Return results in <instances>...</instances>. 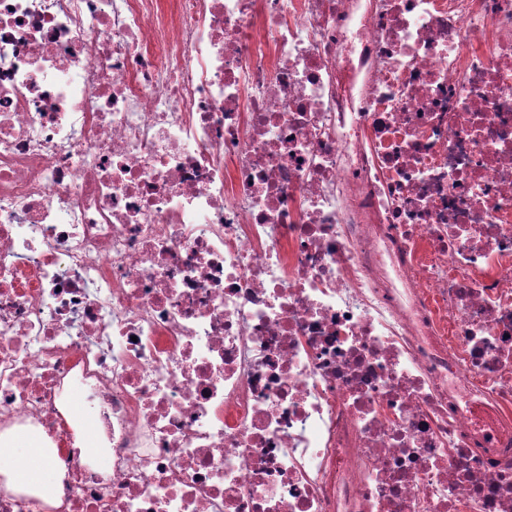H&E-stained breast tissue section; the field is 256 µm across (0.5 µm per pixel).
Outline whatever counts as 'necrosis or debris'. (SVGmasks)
<instances>
[{
    "label": "necrosis or debris",
    "instance_id": "necrosis-or-debris-1",
    "mask_svg": "<svg viewBox=\"0 0 512 512\" xmlns=\"http://www.w3.org/2000/svg\"><path fill=\"white\" fill-rule=\"evenodd\" d=\"M17 429L0 512H512V0H0ZM0 473L8 479V486L33 492L53 500L55 486L61 480L48 463L47 448L40 437L31 431H20L8 448H0Z\"/></svg>",
    "mask_w": 512,
    "mask_h": 512
}]
</instances>
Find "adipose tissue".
<instances>
[{"label":"adipose tissue","instance_id":"ef3b65f1","mask_svg":"<svg viewBox=\"0 0 512 512\" xmlns=\"http://www.w3.org/2000/svg\"><path fill=\"white\" fill-rule=\"evenodd\" d=\"M0 474L8 479L9 487L33 492L53 499L59 473L48 463V453L37 434L18 432L9 447L0 448Z\"/></svg>","mask_w":512,"mask_h":512}]
</instances>
